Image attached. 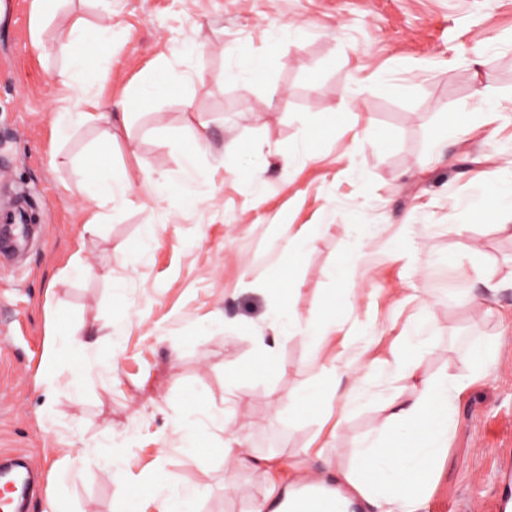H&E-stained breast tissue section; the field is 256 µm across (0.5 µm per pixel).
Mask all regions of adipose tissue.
Segmentation results:
<instances>
[{
    "instance_id": "ef3b65f1",
    "label": "adipose tissue",
    "mask_w": 512,
    "mask_h": 512,
    "mask_svg": "<svg viewBox=\"0 0 512 512\" xmlns=\"http://www.w3.org/2000/svg\"><path fill=\"white\" fill-rule=\"evenodd\" d=\"M291 294L286 284L271 289L270 332L256 338L274 371L279 368L274 356L285 337L302 333L317 344L336 333L332 316L298 327ZM491 367L488 360L460 357L454 372L416 384L412 400L389 404L374 434L353 448L352 465L336 470V512H424L436 462L448 447L451 400Z\"/></svg>"
}]
</instances>
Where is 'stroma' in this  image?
Masks as SVG:
<instances>
[{
  "mask_svg": "<svg viewBox=\"0 0 512 512\" xmlns=\"http://www.w3.org/2000/svg\"><path fill=\"white\" fill-rule=\"evenodd\" d=\"M32 2L0 0V223L13 202L30 233L24 247L0 243V451L39 471L29 512L51 499L61 512H161L140 490L165 479L200 488L191 512H253L260 501L275 512L292 482L335 485L336 465L350 464L385 405L462 353L492 355L495 369L455 401L427 512H507L512 237L497 227L512 218L474 215L468 202L479 175L512 161V0H60L38 38ZM78 19L111 26V48L64 49ZM275 26L292 38L271 43ZM231 48L255 63L252 82L226 79ZM74 53L103 112L139 104L60 141L53 121L74 96L60 74ZM201 122L210 145L198 153ZM101 153L131 189L88 230L74 168L105 197ZM247 157L268 160L261 184ZM146 172L170 185L168 198L145 187ZM304 224L314 242L288 256ZM452 224L468 225L475 247L460 268L448 263L460 250ZM404 240L413 247L400 258ZM76 261L86 274L68 276ZM291 274L300 321L334 295L343 329L318 345L288 337L271 371L255 342L268 331L257 288ZM489 287L488 308L468 305ZM417 328L425 342L410 376L393 353ZM76 331L99 340L77 351ZM369 362L344 422L296 415L295 396L320 393L328 366ZM197 394L211 413L233 412L243 451L267 466L243 471L225 457L220 424L200 435V454L184 452ZM108 445L128 447L118 465L101 461Z\"/></svg>",
  "mask_w": 512,
  "mask_h": 512,
  "instance_id": "obj_1",
  "label": "stroma"
}]
</instances>
